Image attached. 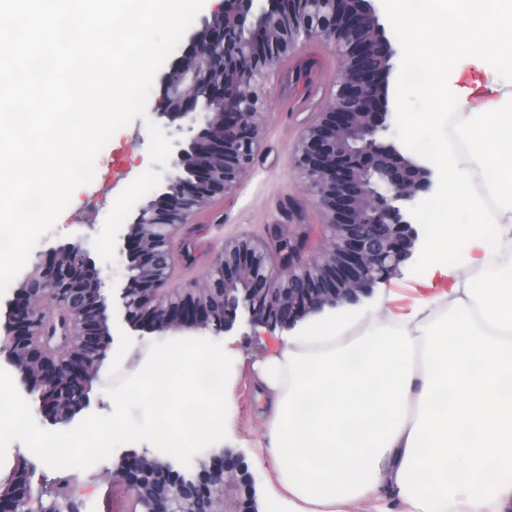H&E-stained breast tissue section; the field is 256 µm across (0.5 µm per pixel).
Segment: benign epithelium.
<instances>
[{
	"mask_svg": "<svg viewBox=\"0 0 512 512\" xmlns=\"http://www.w3.org/2000/svg\"><path fill=\"white\" fill-rule=\"evenodd\" d=\"M272 7L273 0H223L162 77L154 112L171 122L182 121L177 130L186 133L175 141L172 172L152 203L153 220L163 225L167 238L192 212L230 190L252 166L261 117L259 98L250 86L238 91L224 85V79L213 77L210 65L224 53L227 18L251 24L266 18ZM343 28L377 31L383 50L389 58H395L396 51L384 37L373 0H361L360 9L344 19ZM300 35L337 40L336 10H331L323 24L304 25ZM361 50L359 43L344 50L336 95L326 107L325 120L304 135L298 157V165L310 181L326 219L321 251L304 262L305 241L301 238L288 239V250L278 248L274 253L252 239L224 243V250L213 265V269L224 273V306L228 311L221 324H212L209 310L201 306H168L153 313L138 311L132 304L129 279L107 293L82 241L50 249L37 264L35 277L23 278L13 299L5 304L0 330L12 342L30 346L36 357V370L30 372L21 367L13 352L2 346L0 363L16 374L19 393L36 403V411L45 421L68 427L90 406L86 395L75 404L66 402L70 389L85 386L76 366L81 363L99 374L112 353L116 329L156 334L210 331L216 336L237 326L289 330L327 309L356 307L372 296L377 285L402 274V267L412 257L419 240L417 216L425 194L434 186L435 170L424 158L389 139L393 120L389 110L390 73L357 69L355 55ZM377 84L382 86L380 97L364 92L365 87ZM352 110L367 120L351 122ZM340 140L356 144L353 155L345 156L334 149ZM224 153L228 154L224 169L202 168L190 178L181 177L189 157ZM362 174L372 180V190L361 201L353 196L352 187ZM121 240L120 251L127 261H136L147 273L140 288L154 297L209 284L207 280L194 281L170 288L168 277L149 275L155 267V256L141 237L129 228ZM257 263L265 266L270 284L281 286L271 296V303L288 305L290 315L285 323L271 321L268 306L253 302L250 293L233 287ZM322 268L334 274L336 287L328 291L307 284L296 287L300 270ZM90 273L96 281L92 296L83 286L84 277ZM53 302L65 310L66 336L94 338L102 326L103 341L80 357L68 340L54 354L47 353L41 340L43 306ZM179 474L168 460L126 450L112 467L110 479L112 485L136 500L141 512H238L242 495L255 500L253 476L241 457L229 448L213 455L210 465L192 472V480L183 481ZM43 496L48 501L39 512L76 510L52 488L40 487L38 497ZM32 497L31 472L20 465L7 485L0 487V512H18L19 503L25 512H31Z\"/></svg>",
	"mask_w": 512,
	"mask_h": 512,
	"instance_id": "obj_1",
	"label": "benign epithelium"
}]
</instances>
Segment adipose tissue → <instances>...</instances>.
Here are the masks:
<instances>
[{
	"instance_id": "adipose-tissue-1",
	"label": "adipose tissue",
	"mask_w": 512,
	"mask_h": 512,
	"mask_svg": "<svg viewBox=\"0 0 512 512\" xmlns=\"http://www.w3.org/2000/svg\"><path fill=\"white\" fill-rule=\"evenodd\" d=\"M435 110L409 139L442 170L425 265L377 316L315 319L256 365L288 512L394 485L405 512L512 507V0H391ZM484 72L483 89L463 80ZM452 120L465 154L438 145ZM479 167L486 193L471 191ZM494 493H487V486Z\"/></svg>"
}]
</instances>
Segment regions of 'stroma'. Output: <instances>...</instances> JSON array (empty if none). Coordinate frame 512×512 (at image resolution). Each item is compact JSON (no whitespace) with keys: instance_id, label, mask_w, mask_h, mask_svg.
Masks as SVG:
<instances>
[{"instance_id":"stroma-1","label":"stroma","mask_w":512,"mask_h":512,"mask_svg":"<svg viewBox=\"0 0 512 512\" xmlns=\"http://www.w3.org/2000/svg\"><path fill=\"white\" fill-rule=\"evenodd\" d=\"M312 62L336 75L344 58L333 42L303 39L257 78L254 89L262 118L255 165L232 191L211 198L187 224L174 231L172 246L178 269L169 281L170 286L205 279L225 242L268 239V228L273 224L281 225L290 237L308 234L311 246H318L319 226L324 217L297 158L303 133L319 122L336 95L337 85L307 79L304 70ZM389 106L394 114V138L402 142L408 139L409 119L433 109L430 99L413 85L401 96L390 99ZM148 144L147 126L140 118L114 133L96 157L93 179L74 191L70 205L34 246L30 264L40 262L50 248L77 239L92 242L103 227L102 215L109 213L118 195L149 168ZM282 336L279 330L246 327L226 339L235 381L233 416L227 425L224 445L241 453L253 474L258 512H279L281 505L274 498L278 484L273 465L258 463L254 456L265 425L257 403L253 367ZM114 463L110 457L91 468L69 469L65 491L79 494V512H140L129 495L108 482L105 472ZM20 464L27 465L36 485L52 484L59 475L58 470L46 466L16 441L0 464V482H6Z\"/></svg>"}]
</instances>
